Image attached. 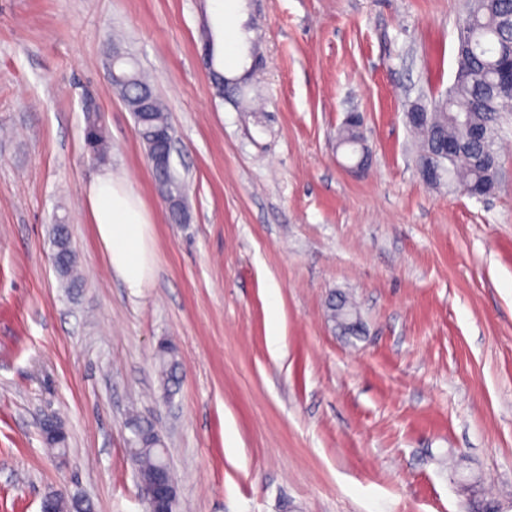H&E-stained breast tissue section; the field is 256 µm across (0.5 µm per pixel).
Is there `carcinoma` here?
I'll list each match as a JSON object with an SVG mask.
<instances>
[{
    "label": "carcinoma",
    "mask_w": 512,
    "mask_h": 512,
    "mask_svg": "<svg viewBox=\"0 0 512 512\" xmlns=\"http://www.w3.org/2000/svg\"><path fill=\"white\" fill-rule=\"evenodd\" d=\"M469 12L475 27L458 32L457 65L463 78L425 104L426 121L415 131L422 139L420 161L443 166L449 180L464 191L474 187L488 194L495 188L494 168L499 165L494 139L496 123L509 102L495 89V80L498 70L512 60V0H471ZM134 77L137 82L120 90V94L138 125L137 89L148 81L139 71ZM85 120L86 146L94 159L103 161L110 152L106 131L99 116L89 113ZM442 139L459 145V150L448 157L440 154ZM336 148L365 155L361 124L343 123L336 135ZM155 182L163 197L185 192L184 184L173 174H157ZM51 254L59 257L57 273L61 281L70 288L77 287L76 255L68 225H53ZM328 312L330 321L345 334L353 336L360 332V318L346 297L331 301ZM157 361L163 394L171 399L179 387L180 376L175 348L170 342L158 345ZM130 428L135 439L129 444V455L142 482L147 484L162 463V442L145 418L132 417Z\"/></svg>",
    "instance_id": "1"
}]
</instances>
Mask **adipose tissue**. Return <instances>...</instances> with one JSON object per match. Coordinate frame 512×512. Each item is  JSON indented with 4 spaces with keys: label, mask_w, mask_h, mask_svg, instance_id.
<instances>
[{
    "label": "adipose tissue",
    "mask_w": 512,
    "mask_h": 512,
    "mask_svg": "<svg viewBox=\"0 0 512 512\" xmlns=\"http://www.w3.org/2000/svg\"><path fill=\"white\" fill-rule=\"evenodd\" d=\"M89 220L108 265L131 294H139L154 275L149 217L124 179L103 171L87 188Z\"/></svg>",
    "instance_id": "obj_1"
}]
</instances>
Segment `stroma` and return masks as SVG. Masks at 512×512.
<instances>
[{"label":"stroma","mask_w":512,"mask_h":512,"mask_svg":"<svg viewBox=\"0 0 512 512\" xmlns=\"http://www.w3.org/2000/svg\"><path fill=\"white\" fill-rule=\"evenodd\" d=\"M468 0H239L258 60L237 100L205 66L209 0H0V512L52 490L144 512L130 410L169 450L178 512H512V112L476 199L418 172L405 114L444 92ZM177 137L187 221L159 196L113 49ZM111 142L85 149L82 93ZM360 113L363 168L336 147ZM125 177L152 217L140 295L108 268L84 190ZM83 274L64 287L52 227ZM351 297L362 330L327 317ZM279 336L272 350L271 336ZM181 385L161 396L156 349ZM56 413L65 457L41 436ZM157 361L163 394L166 398L171 399L179 387L180 376L175 348L170 342L163 341L158 345Z\"/></svg>","instance_id":"1"}]
</instances>
